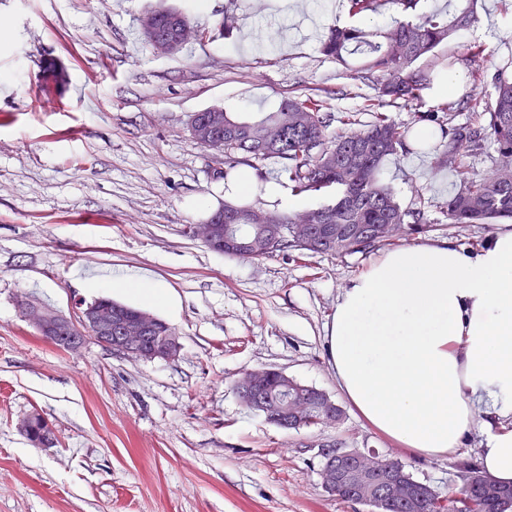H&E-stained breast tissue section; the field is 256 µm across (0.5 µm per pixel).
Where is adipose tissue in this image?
Here are the masks:
<instances>
[{
  "label": "adipose tissue",
  "instance_id": "ef3b65f1",
  "mask_svg": "<svg viewBox=\"0 0 512 512\" xmlns=\"http://www.w3.org/2000/svg\"><path fill=\"white\" fill-rule=\"evenodd\" d=\"M110 288L152 305L139 272ZM328 355L344 399L412 454L456 457L481 432V469L512 484V226L473 251L444 239L386 251L336 304Z\"/></svg>",
  "mask_w": 512,
  "mask_h": 512
}]
</instances>
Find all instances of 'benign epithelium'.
Listing matches in <instances>:
<instances>
[{
    "instance_id": "benign-epithelium-1",
    "label": "benign epithelium",
    "mask_w": 512,
    "mask_h": 512,
    "mask_svg": "<svg viewBox=\"0 0 512 512\" xmlns=\"http://www.w3.org/2000/svg\"><path fill=\"white\" fill-rule=\"evenodd\" d=\"M169 0H153L143 13L140 27L144 38L154 46V54L174 56L179 54L195 33L181 23H172L171 30L162 31L158 25L159 16L156 4ZM213 113L210 120L196 127L197 134L210 138L224 129L218 112L220 107H210ZM236 226L224 228L212 223L196 224L192 227L194 236L202 242H220L229 248L239 245ZM324 235L329 250L344 252L351 240L340 224L324 225ZM25 320L38 335L57 348L71 352L78 350L86 340L76 332L88 330L92 340L106 349L124 357L153 361H171L180 355L179 336L166 323L151 313L138 311L127 313L107 301L82 304L75 315L65 317L58 312L32 300L21 305ZM269 369L251 370L245 373L242 382L249 391L248 407L262 414L270 423H277V416L266 404L264 391ZM306 409L303 398L298 393L288 395V420L302 423ZM314 413L327 422H338L336 403L322 392L315 399ZM46 425L47 433L40 439L43 444L53 442L54 431L50 422L35 412L24 418L19 425L21 432L33 437L31 426L35 421ZM321 477L325 492L331 497H341L345 489H350L352 501L361 503L375 496H382L388 502L416 501L428 497L426 485L408 480L406 465L398 460L383 459L375 454L360 451L329 450L323 453Z\"/></svg>"
}]
</instances>
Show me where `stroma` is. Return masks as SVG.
<instances>
[{
    "instance_id": "1",
    "label": "stroma",
    "mask_w": 512,
    "mask_h": 512,
    "mask_svg": "<svg viewBox=\"0 0 512 512\" xmlns=\"http://www.w3.org/2000/svg\"><path fill=\"white\" fill-rule=\"evenodd\" d=\"M170 2L204 34L175 56L143 43L150 0H0V512H374L324 491L323 454L337 447L400 459L441 498L458 495L481 435L461 457L423 459L349 407L339 424L286 432L236 384L274 368L342 402L327 326L351 279L383 252L426 240L479 249L493 225L449 223L457 175L410 151L389 157L380 178L402 205L424 198L426 232L362 252L258 259L185 235L226 193L214 151L189 135L191 114L221 106L249 116L318 94L364 126L371 88L357 60L323 56L309 35L350 23L345 0ZM229 6L240 28L222 37ZM470 42L493 69L512 43V11L477 0L471 25L421 68L472 86L458 61ZM127 270L169 289L173 307L151 312L178 334L176 360L129 359L91 340L66 352L20 313L29 298L72 316L102 295L86 287L90 276ZM35 411L52 423L53 447L20 431Z\"/></svg>"
}]
</instances>
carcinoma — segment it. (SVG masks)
<instances>
[{"instance_id": "carcinoma-1", "label": "carcinoma", "mask_w": 512, "mask_h": 512, "mask_svg": "<svg viewBox=\"0 0 512 512\" xmlns=\"http://www.w3.org/2000/svg\"><path fill=\"white\" fill-rule=\"evenodd\" d=\"M383 2L399 14L391 27L363 30L336 24L321 42L322 54L342 64L353 50L367 55L362 69L377 75L373 83L375 95L365 105L366 111L372 113V121L354 131V113L333 116L325 102L314 97H288L276 111L258 118L226 112L224 135L201 144L224 153V176L252 159L275 158L280 163L279 175L299 194L336 188L334 203L314 209L317 224H346L355 230L373 224H406L415 233L428 229L425 202L420 200L404 208L391 188L380 181L385 159L409 150L408 131L395 123L386 108L411 107L420 100L430 84V75L416 63L433 55L452 33L468 27L473 11L467 7L449 21L436 16L414 21L419 0H347L348 11L354 16L375 13ZM472 79L476 85L492 83L494 96L482 103L472 90L461 95L451 91L441 107L414 113L415 125L433 127L421 149L436 153L437 164L460 177L458 190L445 204L450 224H490L512 219V45H505L492 73L478 68ZM476 107L480 108V122L455 123L460 112ZM333 120L334 130L330 128ZM488 142L495 146V154L490 156L493 176H468L467 159L483 154ZM257 212L259 209L253 206L226 202L210 216L212 220L239 217V235L245 245L224 254L253 259L288 250L302 256L328 252L318 240L302 247L284 233L286 226L292 224V213H269L274 223L264 228L251 223ZM273 233L281 241L269 249L262 241ZM290 391L301 393L308 404H313L309 386L275 373L267 387L269 406L283 408ZM462 495L470 501H445L435 495L433 501L420 507L411 502L388 503L377 497L372 506L381 512H458L460 505L467 512H512V492L495 482L487 487L477 484L469 492L462 491Z\"/></svg>"}]
</instances>
